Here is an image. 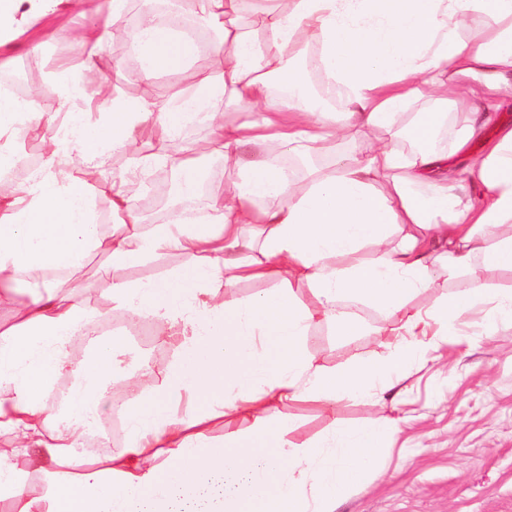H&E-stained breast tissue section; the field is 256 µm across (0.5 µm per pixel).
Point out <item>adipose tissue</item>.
Here are the masks:
<instances>
[{
    "mask_svg": "<svg viewBox=\"0 0 512 512\" xmlns=\"http://www.w3.org/2000/svg\"><path fill=\"white\" fill-rule=\"evenodd\" d=\"M128 0H100L98 18L80 38L98 56L108 18ZM87 0H0V47L26 36L31 22L49 26L63 15H85ZM261 14L264 38L241 26L245 8ZM213 21L229 18L219 49L224 66L188 69L194 42L144 18L126 37L127 54L143 79L173 70L187 81L171 101H128L94 82L92 66L63 65L36 98L0 93V141L19 142L34 127H53L43 161L23 182L0 180V512H335L352 486L363 483L394 425L337 429L323 442L289 441L290 420L273 409L305 396L384 399L401 384L415 353L430 354L463 312L491 302L512 319V289L476 282L431 310L416 296L436 269L478 262L512 271V126L496 125L487 155L463 174L429 150L406 155L394 144L406 106L434 98L465 108L468 123L453 143L464 151L494 125L501 94L487 85L475 105L469 77L481 70L512 73V0H201ZM490 27L467 33L471 15ZM319 46L326 80L342 91L343 113L313 105L302 94L303 73L292 66L304 38ZM294 94L274 99L271 81ZM244 105L262 121L224 124L221 106ZM204 113L224 161L244 167L234 194L212 198L201 218L173 209L167 223L144 233L124 182L158 162L138 142L145 123L175 139L191 115ZM381 131L363 155L336 174H312L300 189L267 159L270 142L294 151L363 130ZM252 159H244L245 148ZM122 149L132 165L117 181L95 180L99 161ZM482 188L472 201L468 181ZM112 197V231L100 235L93 198ZM251 238H244V225ZM174 247L193 265L148 282H113L112 305L167 327L176 358L154 392L134 395L124 450L103 459L77 453L82 432L60 427L47 408L55 379L72 377L70 407L98 409L121 344H95L96 360L76 359L72 337L99 314L67 280L44 282L15 306L26 277L77 271L95 252L122 268ZM372 260L362 256L364 248ZM279 281L273 291L243 301L244 280ZM367 303L400 321L401 342L383 357L368 356L336 371L307 352L313 327L358 336L364 327L351 304ZM206 399L181 415L183 396ZM244 422L221 446L206 447L212 421Z\"/></svg>",
    "mask_w": 512,
    "mask_h": 512,
    "instance_id": "ef3b65f1",
    "label": "adipose tissue"
}]
</instances>
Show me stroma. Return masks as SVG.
Listing matches in <instances>:
<instances>
[{"instance_id": "obj_1", "label": "stroma", "mask_w": 512, "mask_h": 512, "mask_svg": "<svg viewBox=\"0 0 512 512\" xmlns=\"http://www.w3.org/2000/svg\"><path fill=\"white\" fill-rule=\"evenodd\" d=\"M81 25V20L65 18L46 38L39 29H32L31 39L44 40L37 51L31 50L28 41L0 47V79L25 67L31 76L28 93L40 94L48 73L57 65L78 66L87 59L89 48L78 36ZM123 53L122 43L113 40L97 60L101 71L112 73V87L118 94L134 88L167 101L184 86L181 72L163 74L148 83L128 71L114 75L113 65L122 60ZM212 139L209 127L183 129L184 148L208 147L206 156L198 160L201 187L217 189L222 196L234 193L237 173L225 167L224 153ZM103 262V254L90 256L79 276L81 297L97 307L105 321L124 323L128 313L111 307L113 281L161 278L191 266L193 259L169 249L137 266L101 276L97 269ZM476 281L491 288H510L512 273L479 265L458 276L442 273L431 288L419 293L417 303L431 308ZM489 311L486 305L467 311L458 331L439 344L435 361L412 363L395 401L380 405L372 400L309 399L281 407V414L293 422L289 440L301 446L317 444L335 428L368 426L381 416L394 421L397 431L388 448L364 485L354 488L335 512H512V323L503 322L495 331H485L481 322ZM357 314L366 335L341 340L327 332L322 343L312 344L311 355L327 369L345 367L380 344H397L396 318L369 305L360 306ZM174 357V347L162 343L149 350L135 344L119 351L99 422L110 421L114 401L153 392Z\"/></svg>"}]
</instances>
